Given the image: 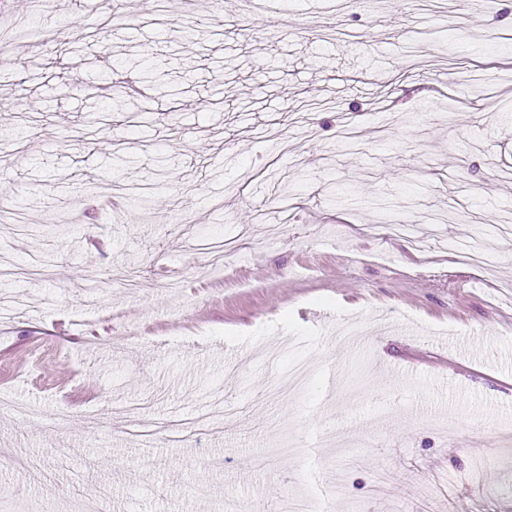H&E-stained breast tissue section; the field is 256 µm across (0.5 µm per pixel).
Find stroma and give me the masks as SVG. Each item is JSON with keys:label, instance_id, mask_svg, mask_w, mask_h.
<instances>
[{"label": "stroma", "instance_id": "35a3bbf8", "mask_svg": "<svg viewBox=\"0 0 512 512\" xmlns=\"http://www.w3.org/2000/svg\"><path fill=\"white\" fill-rule=\"evenodd\" d=\"M270 7L198 0L183 25L153 0H30L42 43L0 66L4 195L24 218L0 223V251L37 268L0 280V459L33 474L0 467V512L101 494L108 512H278L299 491L333 512H512L506 10ZM116 56L149 69L129 124L93 92ZM110 192L117 209L64 222ZM400 221L413 232L388 235ZM293 357L313 377L289 398ZM218 396L230 416L184 442L125 437L127 409L151 425Z\"/></svg>", "mask_w": 512, "mask_h": 512}]
</instances>
